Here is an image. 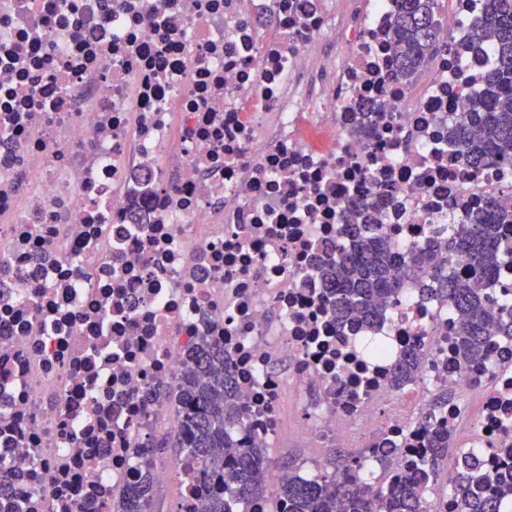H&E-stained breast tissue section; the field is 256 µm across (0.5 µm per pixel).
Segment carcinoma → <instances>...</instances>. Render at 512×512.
Here are the masks:
<instances>
[{
    "label": "carcinoma",
    "mask_w": 512,
    "mask_h": 512,
    "mask_svg": "<svg viewBox=\"0 0 512 512\" xmlns=\"http://www.w3.org/2000/svg\"><path fill=\"white\" fill-rule=\"evenodd\" d=\"M439 0H401L391 36L394 71L405 78L423 67L434 55L448 49L440 43L437 20ZM476 41L489 44L494 57L484 76V88L471 105L472 130L448 133V150L466 164L512 167V0H487L475 20ZM512 211L489 201L486 212L471 224L446 226L448 252H466L471 273L459 274L448 261L421 248L405 254L394 251L382 235H354V247L340 260L320 267L321 277L334 290L332 312L341 326L352 312L368 323L380 314L382 302L392 301L404 282H419L424 294L448 302V312L457 323L455 333L459 357L466 366L484 355L489 324L498 334L512 339V307H500L492 289L504 268L512 270ZM421 362L419 353L409 352L397 364L394 387L412 381ZM178 404L181 420L178 434H147L141 466L146 474L133 488L123 492L117 507L121 512H153L155 484L152 470L171 449L177 454L172 467L188 478L195 493L193 512H232V499L248 502L264 494L254 474L266 465L267 448L252 447L232 438L242 424L243 406L237 383L224 363V345L202 343L197 357L186 366L176 389L164 385L146 396L147 409ZM427 455L414 474L396 488L354 487L356 479H336V472L357 473L364 469L362 457H347L333 465L334 471L303 480L288 470L274 497V512H430L431 504L421 495V486L437 482L439 462L448 457L449 432L435 427L433 417L422 422ZM448 498L456 512H500L501 499L512 498V474L493 478L478 473L464 462L458 466Z\"/></svg>",
    "instance_id": "obj_1"
}]
</instances>
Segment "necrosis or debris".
<instances>
[{
	"mask_svg": "<svg viewBox=\"0 0 512 512\" xmlns=\"http://www.w3.org/2000/svg\"><path fill=\"white\" fill-rule=\"evenodd\" d=\"M337 27L331 0H0V512H100L137 476L142 394L224 345L246 410L236 436L292 424L360 449L386 483L423 452L418 420L463 435L479 471L512 470V341L460 368L448 305L407 282L372 330L337 327L316 267L369 201L399 250L465 224L512 171L462 169L491 52L481 0H449L448 50L393 75L399 0ZM352 45L337 58L330 30ZM418 350L401 389L392 370Z\"/></svg>",
	"mask_w": 512,
	"mask_h": 512,
	"instance_id": "obj_1",
	"label": "necrosis or debris"
}]
</instances>
